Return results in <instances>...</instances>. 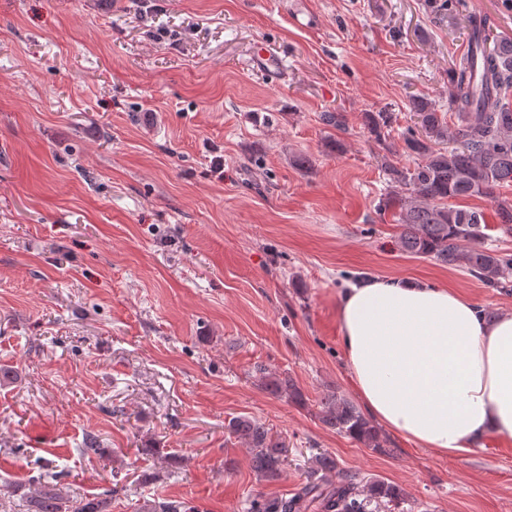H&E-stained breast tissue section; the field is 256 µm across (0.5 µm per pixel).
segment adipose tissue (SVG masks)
Instances as JSON below:
<instances>
[{
    "mask_svg": "<svg viewBox=\"0 0 512 512\" xmlns=\"http://www.w3.org/2000/svg\"><path fill=\"white\" fill-rule=\"evenodd\" d=\"M346 364L377 422L415 445L467 452L512 437V313L486 321L451 289L376 278L338 304Z\"/></svg>",
    "mask_w": 512,
    "mask_h": 512,
    "instance_id": "1",
    "label": "adipose tissue"
}]
</instances>
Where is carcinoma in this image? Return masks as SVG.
<instances>
[{
	"instance_id": "carcinoma-1",
	"label": "carcinoma",
	"mask_w": 512,
	"mask_h": 512,
	"mask_svg": "<svg viewBox=\"0 0 512 512\" xmlns=\"http://www.w3.org/2000/svg\"><path fill=\"white\" fill-rule=\"evenodd\" d=\"M469 25L468 52L448 74L454 88L450 108L457 125L448 126L432 101L413 102L417 128L408 129L405 152L423 162L411 169L383 159L390 190L382 208L397 211L404 252L461 268L487 287L512 294V255L486 247L483 212L448 204L450 199L490 197L496 188L512 183V107L504 102L512 91V38L489 41L488 24L481 17L471 18ZM390 119L387 112L366 114L368 128L377 136ZM256 372L271 395L305 402L292 378L264 366ZM319 405L320 419L327 427L376 453H390L387 437L353 401L329 391ZM226 428L249 448L259 479L281 478L288 449L263 423L242 415L230 418ZM311 463L307 482L292 497L265 499L255 504V512H373V505L398 508L406 501L401 486L341 472L325 453L312 456ZM31 512L111 510L107 494L74 499L47 484L35 497ZM139 512L193 510L183 501L157 498L143 502Z\"/></svg>"
}]
</instances>
